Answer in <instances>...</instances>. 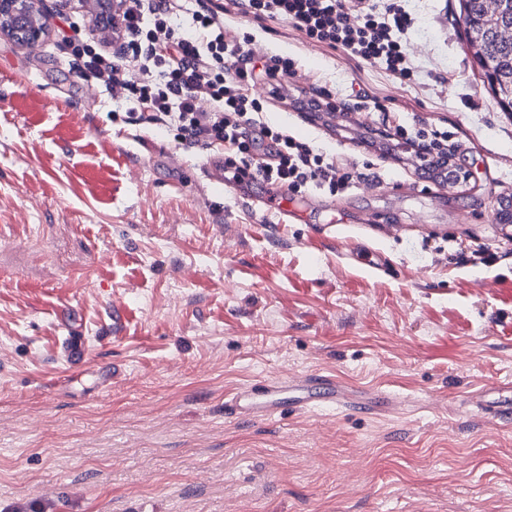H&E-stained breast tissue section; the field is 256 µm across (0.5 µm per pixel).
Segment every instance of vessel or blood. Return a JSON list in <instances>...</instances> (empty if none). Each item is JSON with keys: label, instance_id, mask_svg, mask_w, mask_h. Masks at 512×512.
<instances>
[{"label": "vessel or blood", "instance_id": "1", "mask_svg": "<svg viewBox=\"0 0 512 512\" xmlns=\"http://www.w3.org/2000/svg\"><path fill=\"white\" fill-rule=\"evenodd\" d=\"M202 175L217 187H224V155L211 154L201 167ZM325 403L366 409L367 404L353 399L336 383L318 373L308 374L294 380L272 379L264 381L261 387L246 386L237 391L231 399V409L241 416H270L283 407L309 409Z\"/></svg>", "mask_w": 512, "mask_h": 512}]
</instances>
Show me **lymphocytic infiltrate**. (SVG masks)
Returning a JSON list of instances; mask_svg holds the SVG:
<instances>
[{
    "label": "lymphocytic infiltrate",
    "mask_w": 512,
    "mask_h": 512,
    "mask_svg": "<svg viewBox=\"0 0 512 512\" xmlns=\"http://www.w3.org/2000/svg\"><path fill=\"white\" fill-rule=\"evenodd\" d=\"M117 40L134 68L108 60L99 40L74 45L77 69L91 73L113 96L132 105L130 119L152 128H175L188 148L226 153L224 177L233 184L260 182L300 193L352 187L356 174L310 142L263 120L264 100L253 87L265 82L269 98L280 96L282 79L295 63L256 56L246 36H229L224 18L233 8L262 22L277 20L306 42L380 63L400 82L414 66L405 34L415 19L403 0H116ZM267 97V98H268ZM403 159L427 169L448 155L447 131L396 127Z\"/></svg>",
    "instance_id": "f902f5d3"
}]
</instances>
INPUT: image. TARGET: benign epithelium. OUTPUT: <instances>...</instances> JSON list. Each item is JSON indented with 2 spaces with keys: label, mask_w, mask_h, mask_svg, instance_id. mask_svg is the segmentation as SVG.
Returning <instances> with one entry per match:
<instances>
[{
  "label": "benign epithelium",
  "mask_w": 512,
  "mask_h": 512,
  "mask_svg": "<svg viewBox=\"0 0 512 512\" xmlns=\"http://www.w3.org/2000/svg\"><path fill=\"white\" fill-rule=\"evenodd\" d=\"M97 2L99 0H58L57 8L79 13L91 22L97 16ZM48 15L45 0H0V35L22 49L32 50L49 34ZM494 219L498 224H512V199L499 201Z\"/></svg>",
  "instance_id": "7a95c632"
}]
</instances>
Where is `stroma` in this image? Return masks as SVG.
Returning <instances> with one entry per match:
<instances>
[{
    "label": "stroma",
    "mask_w": 512,
    "mask_h": 512,
    "mask_svg": "<svg viewBox=\"0 0 512 512\" xmlns=\"http://www.w3.org/2000/svg\"><path fill=\"white\" fill-rule=\"evenodd\" d=\"M404 5L406 85L235 16L257 53L295 60L284 85L338 97L316 128L286 99L267 120L374 171L285 224L204 179L206 149L130 124L77 75L84 18L51 16L33 51L0 36V512H512V422L488 408L512 385V227L494 220L512 118L458 0ZM389 110L448 130L470 181L436 193L383 155ZM311 373L391 404L224 411L240 387Z\"/></svg>",
    "instance_id": "obj_1"
}]
</instances>
